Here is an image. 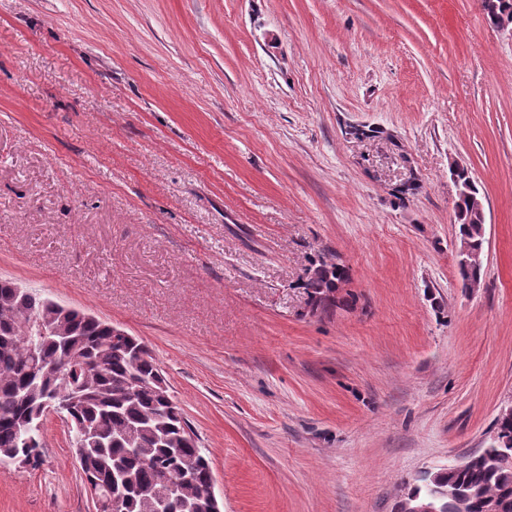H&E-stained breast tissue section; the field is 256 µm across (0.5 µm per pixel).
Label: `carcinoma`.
Returning a JSON list of instances; mask_svg holds the SVG:
<instances>
[{"label": "carcinoma", "mask_w": 512, "mask_h": 512, "mask_svg": "<svg viewBox=\"0 0 512 512\" xmlns=\"http://www.w3.org/2000/svg\"><path fill=\"white\" fill-rule=\"evenodd\" d=\"M479 190L461 175L456 219L468 263L459 264L461 285L482 277L479 261L485 242L484 217L476 210ZM347 274L323 261L305 283L318 305L334 301L330 294ZM36 318L46 334L35 335ZM136 336L114 334V324L80 309L62 305L0 279V462L24 458L30 468L43 464L42 428L36 411L49 398L77 397L71 431L80 423L96 434L76 452L84 483L100 484L115 508L108 512H207L213 484L211 461L200 446L188 443L190 427L177 404L169 401L168 380L150 350ZM73 355L87 370L62 382L54 363ZM496 436L461 462L426 471L411 492H439L438 512H512V410L495 419ZM176 492L165 497L169 483Z\"/></svg>", "instance_id": "1"}]
</instances>
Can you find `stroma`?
I'll return each mask as SVG.
<instances>
[{"mask_svg":"<svg viewBox=\"0 0 512 512\" xmlns=\"http://www.w3.org/2000/svg\"><path fill=\"white\" fill-rule=\"evenodd\" d=\"M319 258L349 274L320 306ZM1 277L148 345L224 512H398L512 403V31L482 0H0ZM43 440L0 512H95ZM461 178V194L457 195L456 219L459 225L460 245L465 248L457 247V253L460 257L467 255L468 263H458L459 275L462 287H466L474 279H481L482 265L479 261L485 242L484 238V214L481 216L476 210L477 201H481L479 190L472 178L465 173ZM482 202V201H481Z\"/></svg>","mask_w":512,"mask_h":512,"instance_id":"1","label":"stroma"}]
</instances>
